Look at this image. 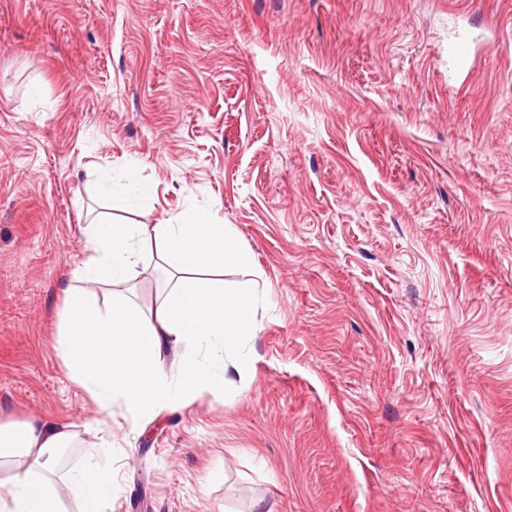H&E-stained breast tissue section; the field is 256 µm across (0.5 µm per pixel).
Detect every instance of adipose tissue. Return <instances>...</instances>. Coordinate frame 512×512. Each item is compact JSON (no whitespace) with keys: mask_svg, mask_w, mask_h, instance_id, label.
Instances as JSON below:
<instances>
[{"mask_svg":"<svg viewBox=\"0 0 512 512\" xmlns=\"http://www.w3.org/2000/svg\"><path fill=\"white\" fill-rule=\"evenodd\" d=\"M87 243L78 284L65 291L60 351L72 378L103 411L118 404L132 418L150 420L201 390L234 385L248 371L244 341L256 331L255 283L195 276L227 261L251 269L252 255L231 225L194 209L172 224L107 219L96 222ZM148 247L175 277L162 303L146 314L122 294L100 302L93 284L127 283ZM179 345L185 352L173 381L165 362ZM73 440L67 427L49 422L0 423V512H62L66 496L78 501L79 512H103L115 490L111 471L84 466L57 473L56 452Z\"/></svg>","mask_w":512,"mask_h":512,"instance_id":"1","label":"adipose tissue"}]
</instances>
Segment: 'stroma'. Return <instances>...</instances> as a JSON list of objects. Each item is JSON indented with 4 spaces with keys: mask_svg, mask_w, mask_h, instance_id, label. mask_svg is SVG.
I'll return each mask as SVG.
<instances>
[{
    "mask_svg": "<svg viewBox=\"0 0 512 512\" xmlns=\"http://www.w3.org/2000/svg\"><path fill=\"white\" fill-rule=\"evenodd\" d=\"M484 33L466 81L448 34ZM133 172L151 197L109 198ZM231 225L244 383L152 422L59 350L92 221ZM150 312L172 286L145 256ZM105 512H512V0H0V422Z\"/></svg>",
    "mask_w": 512,
    "mask_h": 512,
    "instance_id": "35a3bbf8",
    "label": "stroma"
}]
</instances>
